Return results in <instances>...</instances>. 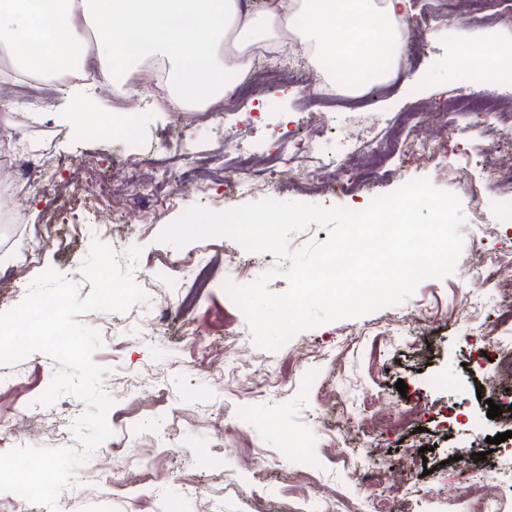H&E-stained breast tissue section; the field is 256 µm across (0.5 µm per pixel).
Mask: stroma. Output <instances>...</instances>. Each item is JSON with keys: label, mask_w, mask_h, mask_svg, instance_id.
<instances>
[{"label": "stroma", "mask_w": 512, "mask_h": 512, "mask_svg": "<svg viewBox=\"0 0 512 512\" xmlns=\"http://www.w3.org/2000/svg\"><path fill=\"white\" fill-rule=\"evenodd\" d=\"M512 42V22L484 26L459 23L440 31L423 28L404 48L400 68L406 80L387 84L376 103L383 121L398 112L421 111L416 138L432 143L439 155L407 157L402 169L375 187L390 192L425 177L461 200L466 222L464 247L453 276L423 281L402 305L360 317L343 318L303 332L278 352L259 348L247 320L223 289L224 255L237 243L216 238L213 286L199 301L189 325L179 326V305L193 293L194 273L185 271L171 288L143 273L137 283L151 297L123 313L93 312L84 324L103 341L93 355L108 367L105 389L115 398L113 414L131 425L125 450L98 449L79 469L77 481L60 494V512H373L374 481L389 478L390 498L382 512H467L480 487V470H493L498 497L512 504V419L488 418L490 404L508 406L512 395L498 391V365L478 360L474 337L512 336L498 306L512 302L508 275L484 277L468 302L459 291L483 275L485 258L512 245V223L503 221L500 202L512 196L491 179L502 157L495 151V127L468 138L448 112V100L465 85V69L483 68L487 38ZM150 75L141 79L131 123L115 121L112 88L91 83L86 134H75L63 120L71 102L66 92L37 81L0 79V95L14 101L10 121L19 136L17 149L38 159L51 184L16 197L20 221L0 223V268L21 264L25 249L41 244L39 268L30 269L20 287L0 284V312L19 304L39 269L64 273L87 297L91 285L79 266L89 243L55 236L62 218L80 214L98 225L97 236L116 252L141 246V260L172 256L173 246L159 233L188 207L224 210L247 203L230 188L225 145L243 139L270 142L300 128L333 142L328 126H316L298 89L261 85L256 100L241 113L224 109L201 116L159 108L153 103ZM148 147L169 141L167 167L176 168L186 152L205 159L193 182L160 207L152 223L128 211L127 185L149 183L157 173L127 162L128 142ZM473 158L461 172L448 163L461 154ZM481 193L483 206L473 195ZM116 224L132 233L113 235ZM27 373L24 388L0 391V434L11 446L76 447L72 422L86 410L80 399L61 396L52 406L38 397L59 364L34 353L19 361ZM407 390L399 392L397 381ZM167 432L172 449L155 448ZM507 439L493 444L497 434ZM485 451L477 471L452 464V456ZM354 458L352 469L343 459ZM148 464V486L124 480L136 463Z\"/></svg>", "instance_id": "obj_1"}]
</instances>
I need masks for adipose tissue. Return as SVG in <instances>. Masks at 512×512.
<instances>
[{"label":"adipose tissue","instance_id":"ef3b65f1","mask_svg":"<svg viewBox=\"0 0 512 512\" xmlns=\"http://www.w3.org/2000/svg\"><path fill=\"white\" fill-rule=\"evenodd\" d=\"M409 0H0V40L11 44L22 70L57 84L62 67H100L107 54L137 46L170 66L168 92L183 102L211 104L241 67L238 54L284 30H301L315 53L358 69L377 59L360 52L378 34L392 74H399Z\"/></svg>","mask_w":512,"mask_h":512}]
</instances>
